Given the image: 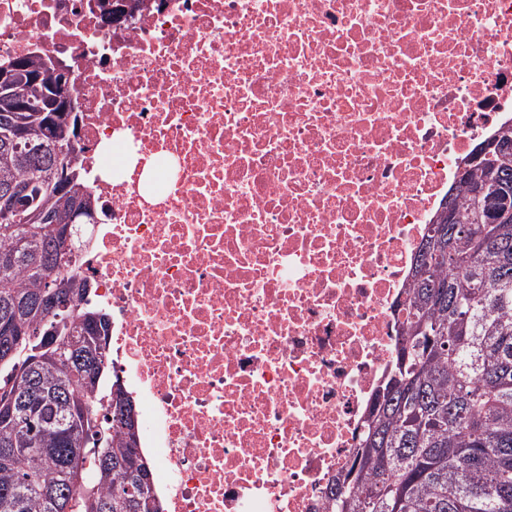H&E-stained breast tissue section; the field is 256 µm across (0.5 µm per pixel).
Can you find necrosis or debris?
<instances>
[{
  "mask_svg": "<svg viewBox=\"0 0 512 512\" xmlns=\"http://www.w3.org/2000/svg\"><path fill=\"white\" fill-rule=\"evenodd\" d=\"M29 52L70 71L83 268L164 512H327L417 244L512 123V0H0Z\"/></svg>",
  "mask_w": 512,
  "mask_h": 512,
  "instance_id": "1",
  "label": "necrosis or debris"
}]
</instances>
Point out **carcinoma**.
<instances>
[{
	"mask_svg": "<svg viewBox=\"0 0 512 512\" xmlns=\"http://www.w3.org/2000/svg\"><path fill=\"white\" fill-rule=\"evenodd\" d=\"M0 85V194L31 188L26 210L0 214V512H163L132 397L112 368L108 315L86 293L44 300L83 276L59 249L61 219L94 211L43 57ZM23 125L36 145L7 133ZM512 199V158L468 163L430 224L412 270L389 377L328 491L329 512H512V223L479 224L480 200Z\"/></svg>",
	"mask_w": 512,
	"mask_h": 512,
	"instance_id": "1",
	"label": "carcinoma"
}]
</instances>
